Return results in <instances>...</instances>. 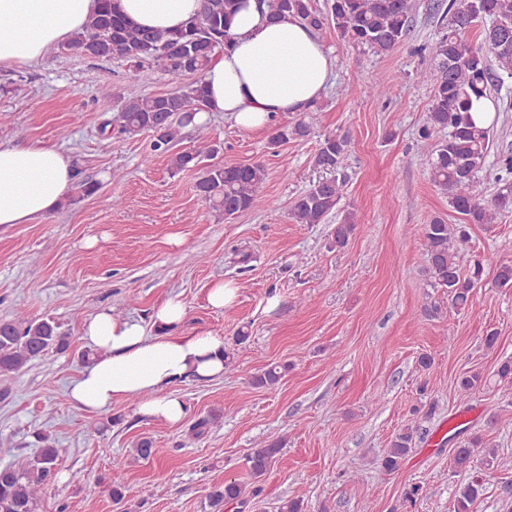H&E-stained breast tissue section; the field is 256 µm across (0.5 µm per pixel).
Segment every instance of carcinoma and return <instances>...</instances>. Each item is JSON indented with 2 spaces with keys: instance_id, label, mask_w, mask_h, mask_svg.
I'll return each mask as SVG.
<instances>
[{
  "instance_id": "obj_1",
  "label": "carcinoma",
  "mask_w": 512,
  "mask_h": 512,
  "mask_svg": "<svg viewBox=\"0 0 512 512\" xmlns=\"http://www.w3.org/2000/svg\"><path fill=\"white\" fill-rule=\"evenodd\" d=\"M246 0H200L196 15L176 30L140 28L120 12L115 0H99V7L82 32L74 36L67 48L75 54L91 58L118 56L130 63V93L123 97L120 109L121 132L153 135L151 151L166 154L170 169L202 167L196 191L212 208L229 219L252 209L264 198L266 167L260 163L223 165L204 164L218 153V147L207 136L208 122H196L197 115L207 109L203 76L212 60L224 52L230 40L229 25ZM273 19L291 17L314 30L333 24L339 36L369 47L375 53L387 54L409 36L417 0H331L330 11L320 13L309 0H267ZM481 27V40L473 43L468 33ZM429 59L430 66L419 73V79L431 85L432 104L421 138L431 141L429 157L433 185L447 196L448 205L467 217L471 224H492L504 211H512V152L499 156L498 188L488 195L482 173L491 151V128L477 126L470 115L472 99L490 97L491 89L512 78V0H449L438 36L417 49ZM158 68L171 75L190 74L195 81L187 90L162 95L137 91L138 85ZM193 126L198 144L189 150L175 151L181 129ZM309 137L312 126L303 119L292 125L279 126L271 141ZM347 142L327 134L320 140L315 165L331 173L301 194L290 209L297 224H320L336 210L345 186L344 162ZM99 189L91 179L78 181L72 203L89 197ZM355 230L354 214L348 212L333 231L337 246L347 244ZM469 240L467 225L450 224L440 216L423 227V241L428 260L430 287L448 289V302L458 309L471 305L475 288L482 282L485 269L495 271V282L512 287V263H490L475 260L462 270L459 249ZM69 336L51 319L28 318L18 313L0 321V373H18L47 353L63 351ZM282 378L275 365L255 377V384L272 388ZM487 380L478 372L468 373L458 383L459 396H470L485 386ZM414 430L405 428L395 435L381 470H396L408 454ZM43 443L34 458L24 467L0 464V512H36L45 486L57 466L58 450ZM482 438L474 436L451 458L453 468L470 473L459 489L454 512H472L482 496L485 475L473 466L476 448ZM280 448L275 443L255 448L248 455L249 468L257 479L263 477L275 461ZM246 489L235 481L212 487L209 504L217 510L229 503H245Z\"/></svg>"
}]
</instances>
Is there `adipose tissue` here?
Here are the masks:
<instances>
[{
    "instance_id": "1",
    "label": "adipose tissue",
    "mask_w": 512,
    "mask_h": 512,
    "mask_svg": "<svg viewBox=\"0 0 512 512\" xmlns=\"http://www.w3.org/2000/svg\"><path fill=\"white\" fill-rule=\"evenodd\" d=\"M200 0H117L134 24L175 29ZM97 0H0V69L38 62L52 47L82 31ZM231 42L204 74L209 112H221L247 131L262 130L287 112L306 111L325 92L333 62L311 28L267 17L265 5L247 0L231 21ZM77 177L72 158L57 145L0 143V225L28 224L55 210ZM184 303L165 299L153 314L154 332L137 320L102 311L82 334L95 355L70 385L72 402L90 413L135 397L139 414L179 423L185 404L173 393L179 381L223 376L226 347L209 333L179 327Z\"/></svg>"
}]
</instances>
